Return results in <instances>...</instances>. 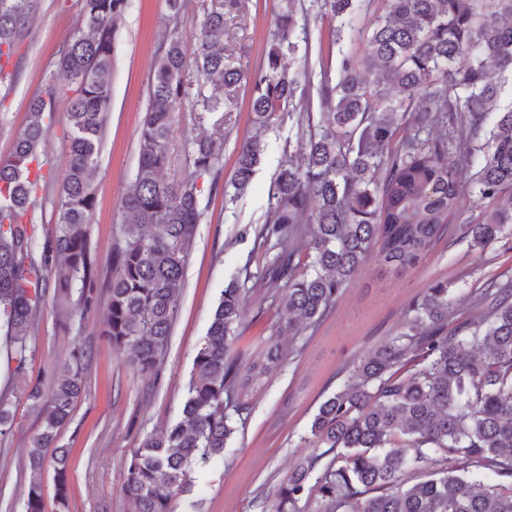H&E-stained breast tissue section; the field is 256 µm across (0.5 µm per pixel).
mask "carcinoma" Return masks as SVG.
<instances>
[{"mask_svg": "<svg viewBox=\"0 0 512 512\" xmlns=\"http://www.w3.org/2000/svg\"><path fill=\"white\" fill-rule=\"evenodd\" d=\"M312 0L316 15L336 23L338 77L321 70L317 91L326 111L313 122L298 102L297 151L270 188L271 218L257 237L274 250L257 285L274 283L288 310V335L322 319L344 285L372 255L395 272L417 267L449 233L448 217L464 197L472 169L482 219L468 226L470 246L512 238V103L500 104L497 75H512V0ZM39 0H0V77L12 64ZM131 0H82L80 24L63 46L29 120L0 157V355L25 369L36 320L57 273L55 294L77 293L82 311L106 306L103 336L156 374L168 345L185 266L203 216L198 180L217 183L221 156L209 137L191 141L192 173L177 185L164 177L169 141L186 100L184 78L218 77L201 100L224 111V93L252 87L254 122L267 126L295 101L300 78L282 66L308 43L293 14L276 18L259 69L224 63L225 16L241 0H218L207 13L188 63L179 32L158 48L139 142V164L122 198L129 238L112 255L102 293L89 227L92 185L112 93L114 39ZM363 37L362 52L346 46ZM369 69L365 75L360 65ZM65 104L69 159L57 193L55 236H35L39 194L50 186L39 147L45 119ZM412 112L411 133L393 143L396 112ZM446 126L451 140L431 136ZM260 142H244L231 185L243 191L259 162ZM310 227L309 252L292 241ZM237 281L221 291L205 340L193 360L181 418L145 437L130 455L124 491L133 512H173L191 474L224 456L236 420L250 412L231 354L249 294ZM485 307L476 325L448 335V284L426 288L405 330L357 364L343 388L320 405L307 440L312 450L284 479L268 512H512V282L477 293ZM284 358L271 342L252 365L262 376ZM89 351L74 347L66 375L50 395L32 385L26 401L42 420L28 449L33 472L25 512H45L43 475L53 478L56 512H69L70 454L55 447L59 428L82 392ZM408 375H398L402 368ZM13 405L0 397V438L12 432ZM405 441L398 446L397 436Z\"/></svg>", "mask_w": 512, "mask_h": 512, "instance_id": "carcinoma-1", "label": "carcinoma"}]
</instances>
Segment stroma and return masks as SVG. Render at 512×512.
Segmentation results:
<instances>
[{
  "label": "stroma",
  "mask_w": 512,
  "mask_h": 512,
  "mask_svg": "<svg viewBox=\"0 0 512 512\" xmlns=\"http://www.w3.org/2000/svg\"><path fill=\"white\" fill-rule=\"evenodd\" d=\"M133 7L116 35L112 99L103 146L94 173L96 209L90 238L101 279L111 275L113 254L124 245L121 200L139 160L142 116L166 30L179 28L186 56H193L204 16L217 0H184L178 21H171L166 0H132ZM281 0H247L242 11L226 16L224 55L232 66L257 69L270 46L269 33ZM80 0H40L18 54V75L0 83V156L8 155L25 124L30 100L44 91L58 52L77 28ZM309 51L285 57L292 72L318 68L328 53L329 23L309 18ZM212 120L179 112L169 144L167 177L178 183L190 173L189 141L213 133ZM299 127L296 116L279 113L270 125L253 124L250 88L240 84L224 105L223 180H230L244 140L258 138L264 148L253 179L233 205L223 189L201 180L204 215L197 227L168 347L158 376L140 372L130 353L113 350L104 339V310L82 313L75 301L48 295L32 338L23 374L0 367V396L16 406L12 433L0 438V512H24L23 491L30 480L27 449L40 420L26 402L27 383L51 391L62 376L74 339L91 349L85 391L58 432L57 443L70 450L71 512H132L123 492L132 449L147 435L175 421L193 359L203 343L222 288L234 278L261 270L269 256L256 231L270 214L269 189ZM482 217L471 197L449 219L452 237L441 241L417 268L397 273L369 257L347 283L329 315L305 335L285 334L288 312L275 302L276 291L252 294L240 335L232 347L244 366L239 385L251 412L239 422L223 459L193 475L190 493L174 499L173 512H264L280 483L304 454V440L319 405L343 386L353 367L409 319L411 306L430 284L447 282L455 314L449 327L478 317L472 289L490 281L512 280V239L485 249L471 248L464 233ZM291 353L268 376L253 377L271 337Z\"/></svg>",
  "instance_id": "stroma-1"
}]
</instances>
